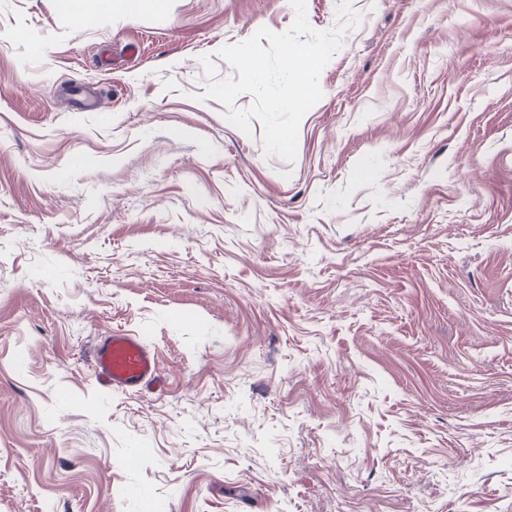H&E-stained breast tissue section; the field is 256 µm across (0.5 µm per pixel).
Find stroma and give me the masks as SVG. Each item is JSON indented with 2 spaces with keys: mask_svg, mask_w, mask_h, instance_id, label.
Returning a JSON list of instances; mask_svg holds the SVG:
<instances>
[{
  "mask_svg": "<svg viewBox=\"0 0 512 512\" xmlns=\"http://www.w3.org/2000/svg\"><path fill=\"white\" fill-rule=\"evenodd\" d=\"M350 3L286 162L201 59L290 0H0V512H512V0ZM94 360L98 378L112 389L140 392L158 377L155 350L140 337L126 332L104 336L96 346Z\"/></svg>",
  "mask_w": 512,
  "mask_h": 512,
  "instance_id": "obj_1",
  "label": "stroma"
}]
</instances>
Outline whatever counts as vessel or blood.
<instances>
[{
  "instance_id": "vessel-or-blood-1",
  "label": "vessel or blood",
  "mask_w": 512,
  "mask_h": 512,
  "mask_svg": "<svg viewBox=\"0 0 512 512\" xmlns=\"http://www.w3.org/2000/svg\"><path fill=\"white\" fill-rule=\"evenodd\" d=\"M97 376L106 386L136 393L158 377L159 362L155 350L140 337L115 332L103 337L95 349Z\"/></svg>"
}]
</instances>
